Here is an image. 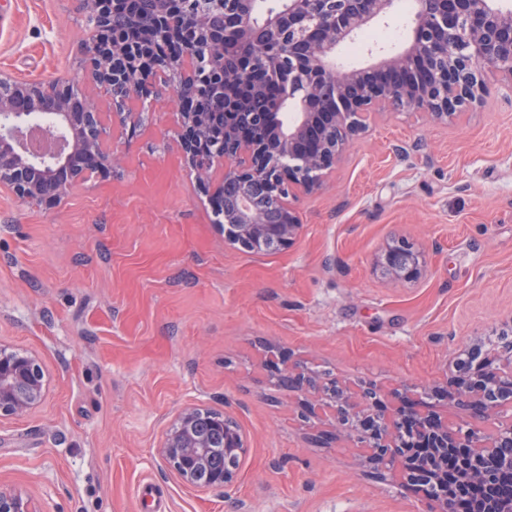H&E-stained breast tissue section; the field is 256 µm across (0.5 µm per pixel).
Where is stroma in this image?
<instances>
[{"mask_svg":"<svg viewBox=\"0 0 512 512\" xmlns=\"http://www.w3.org/2000/svg\"><path fill=\"white\" fill-rule=\"evenodd\" d=\"M94 33L81 0H0V70L76 78ZM174 101L112 142L121 170L52 209L0 192V343L36 354L46 401L0 420V491L40 512H423L396 479L323 444L268 350L383 390L438 385L446 362L512 321V91L450 125L370 118L296 240L250 253L215 224L168 148ZM418 240L427 273L395 282L386 244ZM229 412L249 443L237 483L202 494L156 448L188 406Z\"/></svg>","mask_w":512,"mask_h":512,"instance_id":"35a3bbf8","label":"stroma"}]
</instances>
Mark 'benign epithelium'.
<instances>
[{
	"instance_id": "1",
	"label": "benign epithelium",
	"mask_w": 512,
	"mask_h": 512,
	"mask_svg": "<svg viewBox=\"0 0 512 512\" xmlns=\"http://www.w3.org/2000/svg\"><path fill=\"white\" fill-rule=\"evenodd\" d=\"M132 0H82L102 31L86 48L88 70L76 82L17 80L0 74V190L34 208L58 205L70 190L120 165L110 153V123L126 127L172 91L177 144L213 208L216 223L254 252L288 246L301 224L297 194L319 189L341 160L362 118L391 110L423 112L448 124L483 105L490 86L512 83V9L499 0H414L406 47L360 68L336 65V50L387 15L393 0H162L151 29L131 37L122 26ZM382 267L394 281L426 274L424 250L387 244ZM447 382L459 426L415 403L321 377L301 364L276 368L277 382L303 395L301 416L319 413L348 437L377 471L398 473L427 500L448 506V453L459 451L460 481L480 484L471 512H512V327L494 343L464 350ZM47 384L34 354L0 345V419L43 404ZM201 407L178 412L157 456L183 486L223 490L239 479L247 438L230 414L214 423L226 463L207 466ZM0 512H39L33 500L0 492Z\"/></svg>"
}]
</instances>
